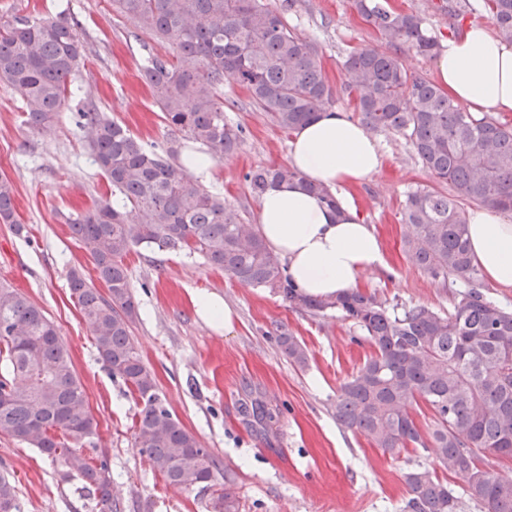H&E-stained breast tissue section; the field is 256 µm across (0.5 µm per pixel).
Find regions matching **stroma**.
<instances>
[{
  "instance_id": "stroma-1",
  "label": "stroma",
  "mask_w": 512,
  "mask_h": 512,
  "mask_svg": "<svg viewBox=\"0 0 512 512\" xmlns=\"http://www.w3.org/2000/svg\"><path fill=\"white\" fill-rule=\"evenodd\" d=\"M389 0L392 8L419 15L434 31H447L448 13L462 23L488 21L481 0ZM284 9L298 36L319 48L335 96L332 109L349 105L341 90L342 62L375 34L352 0H272ZM66 13L77 22L85 57L67 99L49 128L23 122L21 99L0 84V174L16 188L25 230L0 224V278L24 293L57 326L98 422L92 446L112 467V512H213L212 492L171 486L134 443L139 406L121 378L100 359L91 330L70 296L76 271L96 281L91 258L71 238L70 214L89 209L110 194L79 124L80 109L92 107L144 145L180 158L192 142L171 131L154 104L141 71L155 55L172 56L170 45L142 33L138 21L112 8L111 0H0V19ZM224 116L241 126L242 142L203 180L207 190L249 220L258 202L244 179L258 166L289 162L291 134L273 126L246 89L224 83ZM383 167L371 180L347 187L364 223L374 225L391 272L365 273L361 289L388 305L451 308L448 289L412 267L403 252L401 213L408 192L435 181L401 137L376 133ZM138 315L131 334L158 392L218 464L217 483L239 500L240 512H400L404 475L434 467L431 453L411 448L397 454L372 447L342 430L333 401L340 384L359 368L371 348L361 330L336 313L315 316L267 288L242 285L204 263L199 255L139 247L125 259ZM223 299L232 327L215 329L194 304L197 295ZM303 341L306 367L291 363L276 345L280 331ZM261 399L278 415L269 425L247 426L238 413L243 399ZM61 461L0 434V473L14 481L22 512H98L79 479H63Z\"/></svg>"
}]
</instances>
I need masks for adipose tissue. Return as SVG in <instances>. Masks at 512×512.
Listing matches in <instances>:
<instances>
[{"mask_svg":"<svg viewBox=\"0 0 512 512\" xmlns=\"http://www.w3.org/2000/svg\"><path fill=\"white\" fill-rule=\"evenodd\" d=\"M437 74L440 88L455 101L485 112H512V44L483 22H471L442 41ZM293 136L290 164L304 181L267 188L259 202L258 230L302 294L332 299L357 288L364 271L385 268L384 253L352 200L342 201L334 213L307 186L363 183L381 170L383 158L364 125L327 108ZM467 228L482 275L512 288V221L484 207L469 214Z\"/></svg>","mask_w":512,"mask_h":512,"instance_id":"obj_1","label":"adipose tissue"}]
</instances>
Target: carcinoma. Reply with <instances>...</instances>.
I'll use <instances>...</instances> for the list:
<instances>
[{
    "label": "carcinoma",
    "instance_id": "1",
    "mask_svg": "<svg viewBox=\"0 0 512 512\" xmlns=\"http://www.w3.org/2000/svg\"><path fill=\"white\" fill-rule=\"evenodd\" d=\"M375 42L343 62L345 93L368 129L405 138L435 181L410 191L402 212L408 262L451 287V311L416 305L403 312L355 289L334 299L302 295L257 225L246 221L162 153L95 110L80 113L94 160L111 196L69 219V232L89 254L100 289L74 271L71 295L91 328L99 357L137 395L135 445L167 482L184 489L214 486L213 453L202 447L158 393L131 337L136 302L125 257L135 247L198 253L245 286L269 288L314 315L334 311L364 333L372 353L336 390L340 428L373 447L432 452L437 468L464 477L458 494L436 468L404 475L402 512H512V480L493 461L512 458V309L483 290L467 237L464 202L512 212V125L464 110L432 82L408 73L397 57L406 46L436 55L443 34L387 0H352ZM143 33L170 44L173 59L154 56L142 70L168 127L187 134L215 160L233 155L242 129L224 119V80L243 86L279 129L307 124L331 100L317 46L302 40L281 10L266 0H112ZM501 38L512 41V0H483ZM77 24L63 17L0 22V83L21 97L25 123L51 124L71 95V77L85 47ZM261 197L272 182L303 181L290 166L258 168L245 176ZM331 210L336 194L307 185ZM0 224L16 232L11 181L0 175ZM279 349L303 368L308 352L291 333ZM425 404L432 423L420 425ZM239 413L263 424L277 411L259 401ZM98 423L58 328L35 304L0 281V433L38 448L79 475L88 495L112 512L108 457L95 462L84 448ZM214 512H239L227 489L215 491ZM0 512H21L15 484L0 475Z\"/></svg>",
    "mask_w": 512,
    "mask_h": 512
}]
</instances>
